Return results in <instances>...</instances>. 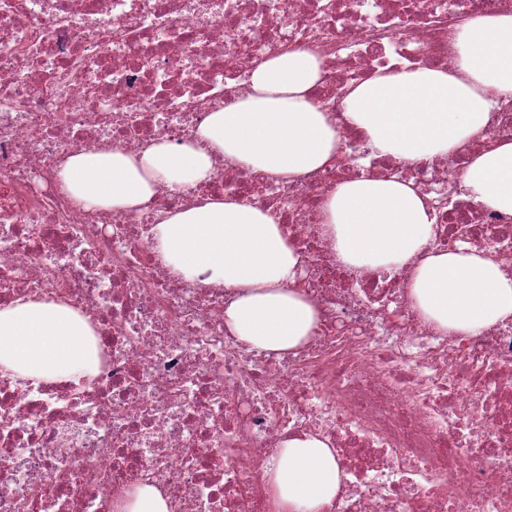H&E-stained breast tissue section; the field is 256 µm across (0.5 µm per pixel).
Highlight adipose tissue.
Segmentation results:
<instances>
[{
	"label": "adipose tissue",
	"mask_w": 512,
	"mask_h": 512,
	"mask_svg": "<svg viewBox=\"0 0 512 512\" xmlns=\"http://www.w3.org/2000/svg\"><path fill=\"white\" fill-rule=\"evenodd\" d=\"M455 47L454 70L383 73L351 87L345 120L405 162L467 144L485 127L493 95H512V13L468 20ZM323 75L309 49L269 57L250 72L246 92L211 112L189 141L155 142L135 154L76 151L62 166L61 188L79 205L133 211L158 184L204 180L218 156L279 181L318 169L338 147L336 122L312 95ZM461 181L475 201L512 215V140L474 155ZM322 223L344 264L388 270L410 263L433 221L413 183L363 178L328 194ZM154 237L174 275L203 273L234 289L224 326L244 349L283 355L307 342L318 311L291 286L300 257L269 211L204 198L165 214ZM409 293L420 316L444 333L512 322V274L488 252L463 246L428 255L414 266ZM90 334L87 319L64 303L18 300L0 307V368L46 380L94 374ZM267 480L274 512H325L342 482L333 448L316 435L284 441Z\"/></svg>",
	"instance_id": "obj_1"
}]
</instances>
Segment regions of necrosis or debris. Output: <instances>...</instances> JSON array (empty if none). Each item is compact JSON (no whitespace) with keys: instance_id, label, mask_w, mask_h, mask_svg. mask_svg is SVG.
I'll return each instance as SVG.
<instances>
[{"instance_id":"necrosis-or-debris-1","label":"necrosis or debris","mask_w":512,"mask_h":512,"mask_svg":"<svg viewBox=\"0 0 512 512\" xmlns=\"http://www.w3.org/2000/svg\"><path fill=\"white\" fill-rule=\"evenodd\" d=\"M512 0H0V306L62 300L87 316L90 379L0 371V512H122L156 488L169 512H271L265 468L289 437L336 452L326 512H512V324L441 333L409 296L411 266L349 268L323 233L340 183L451 191L428 252L512 250V215L461 189L472 151L406 163L347 122L342 90L379 71L453 68L451 21ZM313 48L336 157L275 183L215 158L141 211L82 208L60 188L86 148L181 143L245 91L259 57ZM271 210L301 257L293 285L319 319L294 353L244 352L233 291L171 274L158 212L208 196Z\"/></svg>"}]
</instances>
